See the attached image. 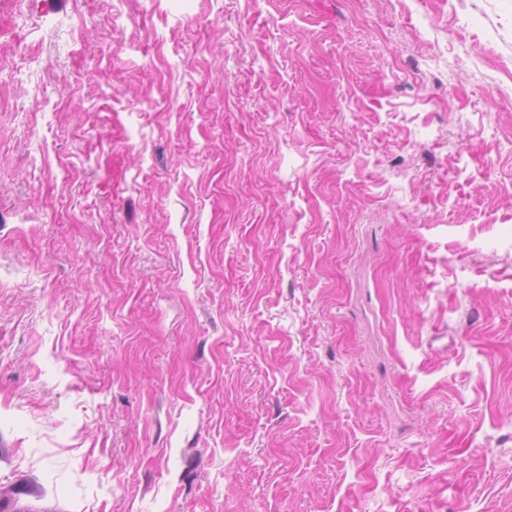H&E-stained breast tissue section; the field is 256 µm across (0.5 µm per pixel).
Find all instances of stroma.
Masks as SVG:
<instances>
[{"label":"stroma","instance_id":"35a3bbf8","mask_svg":"<svg viewBox=\"0 0 512 512\" xmlns=\"http://www.w3.org/2000/svg\"><path fill=\"white\" fill-rule=\"evenodd\" d=\"M0 67V512H512V0H0Z\"/></svg>","mask_w":512,"mask_h":512}]
</instances>
